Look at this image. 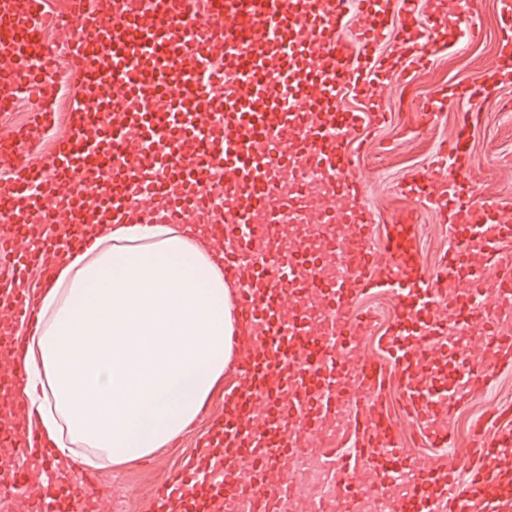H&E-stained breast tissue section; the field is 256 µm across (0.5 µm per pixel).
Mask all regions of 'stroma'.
I'll return each mask as SVG.
<instances>
[{"label": "stroma", "mask_w": 512, "mask_h": 512, "mask_svg": "<svg viewBox=\"0 0 512 512\" xmlns=\"http://www.w3.org/2000/svg\"><path fill=\"white\" fill-rule=\"evenodd\" d=\"M498 0H477L468 17L478 35L462 49L439 53L427 69L396 80L383 90L391 119L374 132L357 159L360 175L374 191L368 201L375 215L372 233L382 240L386 228L398 216L416 212L424 226L420 260L427 268L440 263L450 241L451 229L436 212L425 209L409 195L405 176L427 166L437 145L454 130L470 104L464 93L492 66L501 37ZM459 96L447 111L422 115L421 103L434 100L436 91ZM512 105V82L493 84L479 100V121L471 133L469 174L485 196L512 202V125L503 119V108ZM238 378L227 372L213 391L204 410L169 448L153 456L122 465L93 470L95 491L102 505L117 503L123 512H152L159 495L160 476L180 471L207 439L213 422L224 415V396Z\"/></svg>", "instance_id": "obj_1"}]
</instances>
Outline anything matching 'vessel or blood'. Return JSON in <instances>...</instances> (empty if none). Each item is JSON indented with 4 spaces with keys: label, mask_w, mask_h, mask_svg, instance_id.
<instances>
[{
    "label": "vessel or blood",
    "mask_w": 512,
    "mask_h": 512,
    "mask_svg": "<svg viewBox=\"0 0 512 512\" xmlns=\"http://www.w3.org/2000/svg\"><path fill=\"white\" fill-rule=\"evenodd\" d=\"M455 11L431 9L426 0H68L64 24L71 76L80 99L68 115V134L47 161L20 159L0 178V269L13 282L33 266H47L53 238L30 249L15 226L69 227L68 246L82 243V227L106 218L128 221L138 211L149 224H185L203 218L224 244V271L239 277L233 298L240 322L254 331L253 346L239 350L238 385L227 397L220 443L205 451L214 469L241 462L229 491L202 483L185 470L166 476L161 497L181 512H295L302 484L288 459L308 448L334 477L333 493L313 512H360L366 489L395 493L394 512H512V409L494 404L482 414L466 446H458L454 411L478 389L512 371V332L481 295L485 282L512 288V206L484 200L468 178L472 114L440 145L406 186L443 221L465 227L463 251L475 261L470 301L440 316L449 283L461 263L450 254L436 271L419 262L414 225L399 220L381 242L370 234L371 213L356 178L354 147L384 123L381 103L349 112L337 98L367 94L389 82L384 44L409 69L425 68L438 52L473 38L465 21L474 0ZM426 14L425 30L393 31L395 9ZM501 39L493 76L512 78V0H500ZM48 0H0V120L11 121L7 101L26 97L30 125L55 122L60 79L56 49L41 34L56 27ZM222 61L215 69L213 61ZM112 162V186L89 199L62 195L61 187L85 168ZM222 168L221 183L203 185L202 170ZM322 175L310 188L302 170ZM224 206L212 208L211 195ZM315 217L328 250L353 261V279L338 280L313 257L302 235L283 236L289 213ZM349 233L337 232V224ZM387 293L395 316L379 346L394 359L412 405L410 423L431 440L434 454L412 461L402 427L387 416L382 381L369 360L350 346L368 331L358 296ZM37 308L27 293L0 294V323L32 322ZM479 330L474 355L458 358L455 379L434 384L419 344L439 347L449 325ZM357 378L361 407L351 422L355 447L323 442L322 421L344 407L349 378ZM25 378L23 361L0 367V392ZM21 424L6 439L15 465L0 483L5 498L28 512H97L89 495L76 493L79 469L41 485L32 467L54 469L51 449L31 459L29 444L40 423L23 402Z\"/></svg>",
    "instance_id": "obj_1"
}]
</instances>
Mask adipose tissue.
I'll list each match as a JSON object with an SVG mask.
<instances>
[{"mask_svg":"<svg viewBox=\"0 0 512 512\" xmlns=\"http://www.w3.org/2000/svg\"><path fill=\"white\" fill-rule=\"evenodd\" d=\"M209 239L198 221L103 222L47 266L18 395L60 466L78 446L92 466L152 454L223 379L247 333L233 314L238 283Z\"/></svg>","mask_w":512,"mask_h":512,"instance_id":"1","label":"adipose tissue"}]
</instances>
